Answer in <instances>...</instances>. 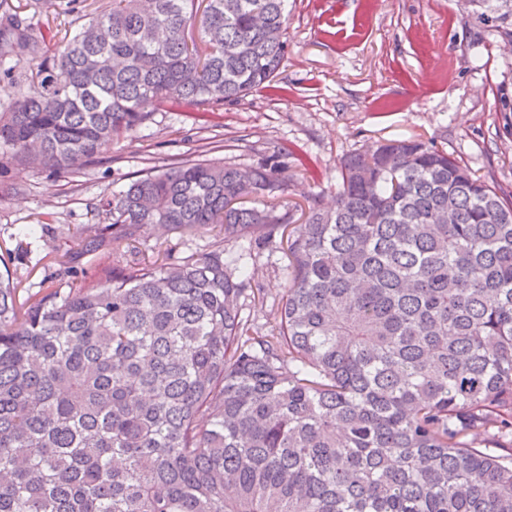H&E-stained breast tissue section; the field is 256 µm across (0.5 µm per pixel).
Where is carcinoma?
Instances as JSON below:
<instances>
[{"instance_id":"carcinoma-1","label":"carcinoma","mask_w":512,"mask_h":512,"mask_svg":"<svg viewBox=\"0 0 512 512\" xmlns=\"http://www.w3.org/2000/svg\"><path fill=\"white\" fill-rule=\"evenodd\" d=\"M112 0L70 34L0 13V169L79 173L174 99L272 86L287 0ZM512 42V0H469ZM280 152L186 160L105 199L112 274L19 301L0 276V512H512V199L433 142L347 156L297 224ZM224 229L152 263L150 226ZM286 240L269 333L232 240ZM40 63L39 58H28L15 65L12 61L8 66H14V73L11 76L4 75L0 70V107L4 108L11 104L20 93L25 83V78L30 76L32 71H36V67Z\"/></svg>"}]
</instances>
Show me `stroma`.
Here are the masks:
<instances>
[{
    "label": "stroma",
    "instance_id": "obj_1",
    "mask_svg": "<svg viewBox=\"0 0 512 512\" xmlns=\"http://www.w3.org/2000/svg\"><path fill=\"white\" fill-rule=\"evenodd\" d=\"M288 55L274 87L198 116L180 105L153 113L128 139L101 148L80 174L30 169L24 194L0 204V272L20 297L90 283L112 266V243L86 250L100 199L145 169L188 159L240 167L280 149L286 201H332L340 163L385 139L417 137L445 147L487 181L512 191V52L467 0H288ZM221 233L154 228L125 243L147 261L206 249ZM286 247L247 261L262 300L247 313L271 327L287 282Z\"/></svg>",
    "mask_w": 512,
    "mask_h": 512
}]
</instances>
